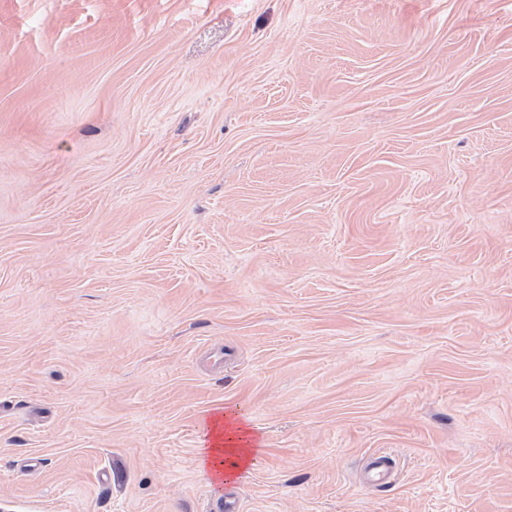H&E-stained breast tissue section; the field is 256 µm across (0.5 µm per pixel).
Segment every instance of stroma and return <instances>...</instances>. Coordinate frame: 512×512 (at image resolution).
I'll list each match as a JSON object with an SVG mask.
<instances>
[{"mask_svg":"<svg viewBox=\"0 0 512 512\" xmlns=\"http://www.w3.org/2000/svg\"><path fill=\"white\" fill-rule=\"evenodd\" d=\"M224 502L512 512V0H0V512ZM228 413V416L224 414L225 438L223 433H217L216 422L219 418L213 420L212 424H207L204 420L203 436L198 448L200 465L204 469L211 467L216 470L218 483H221L222 475L232 476L241 471L251 456V448H247L249 441H245L246 438L243 437L247 431L241 427L245 420L233 411ZM223 446L224 448H220Z\"/></svg>","mask_w":512,"mask_h":512,"instance_id":"obj_1","label":"stroma"}]
</instances>
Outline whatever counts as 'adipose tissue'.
<instances>
[{
    "instance_id": "ef3b65f1",
    "label": "adipose tissue",
    "mask_w": 512,
    "mask_h": 512,
    "mask_svg": "<svg viewBox=\"0 0 512 512\" xmlns=\"http://www.w3.org/2000/svg\"><path fill=\"white\" fill-rule=\"evenodd\" d=\"M243 423V418L232 412L226 416L224 428H217L213 423L203 424L198 450L202 467L212 468L220 476H232L243 469L251 456L244 440Z\"/></svg>"
}]
</instances>
